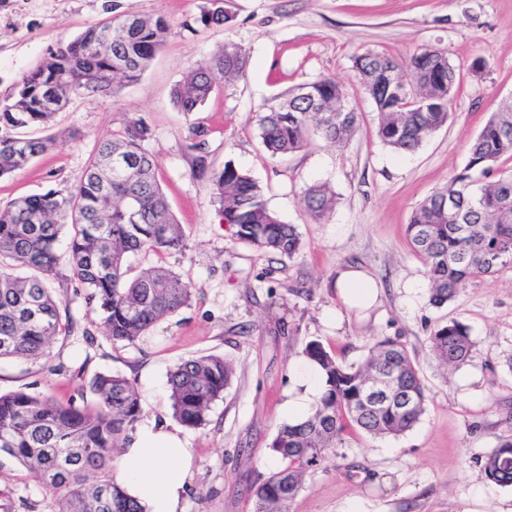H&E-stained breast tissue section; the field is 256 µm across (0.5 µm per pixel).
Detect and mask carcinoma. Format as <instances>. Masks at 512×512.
<instances>
[{
  "label": "carcinoma",
  "mask_w": 512,
  "mask_h": 512,
  "mask_svg": "<svg viewBox=\"0 0 512 512\" xmlns=\"http://www.w3.org/2000/svg\"><path fill=\"white\" fill-rule=\"evenodd\" d=\"M165 31L162 18L128 8L50 50L0 100V177L54 147L55 137H33L29 130L50 127L70 96L107 95L138 81ZM246 64L242 47L224 45L175 87V106L187 115L199 111L218 83L243 76ZM354 68L376 105L383 145L413 152L448 122L457 77L444 52L426 48L405 61L366 52L355 58ZM404 75L412 90L408 99L388 92ZM344 96L343 87L327 76L288 91L258 115L262 145L277 156L302 148L312 134L334 145L347 142L358 116L335 111L336 100ZM150 136L149 126L136 121L100 140L71 192L49 190L0 207V360L45 358L54 339L73 329V317L60 312L50 285L58 274V244L64 236L73 278L112 343L135 344L187 305L190 288L178 274L162 265L136 273L130 262L187 249L184 228L157 180L158 163L144 148ZM505 156L512 158V103L492 113L471 140L464 168L423 201L407 225L412 250L426 262L430 304L437 308L455 300L470 279L512 265V172L498 167ZM209 184L235 240L289 258L299 252L295 225L269 209L251 176L228 161L212 172ZM303 202L318 223L332 210L334 196L314 184L303 190ZM430 343L451 368L472 359L470 328L457 319L437 325ZM305 354L323 369L325 391L309 417L279 429L271 449L281 466L256 488L253 512H286L304 474L342 443L349 426L374 437L398 436L426 411V388L398 339L376 342L356 369L344 367L317 341L306 344ZM377 374L392 378V385L371 402L365 385ZM233 375L232 363L220 355L180 362L168 376L174 418L189 428L205 425ZM87 391L96 398L92 406L23 390L0 393V468L6 459L23 466L51 495L53 512H144L112 475L114 451L130 441L141 416L138 391L130 379L110 371L77 387L81 395ZM482 468L489 480L512 485V434L500 437Z\"/></svg>",
  "instance_id": "carcinoma-1"
}]
</instances>
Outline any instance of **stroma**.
<instances>
[{"label": "stroma", "mask_w": 512, "mask_h": 512, "mask_svg": "<svg viewBox=\"0 0 512 512\" xmlns=\"http://www.w3.org/2000/svg\"><path fill=\"white\" fill-rule=\"evenodd\" d=\"M233 14L224 25H202L215 8ZM163 17V44L142 79L114 93L71 98L49 129L57 143L27 168L0 178V205L53 189L71 191L101 138L142 119L157 178L187 236L181 253L148 256L186 281L191 299L158 322L136 345L112 344L98 317L76 296L68 263L58 267L55 294L75 319L69 336L38 361L0 362V391L46 393L64 402L76 394L61 364L84 377L112 371L134 381L140 424H167L194 450L183 512H253V492L266 478L271 443L287 418L281 412L288 365L308 342H320L348 367L370 347L392 338L411 353L428 388L425 414L397 437L350 429L317 469L308 471L289 512H469L475 485L482 512H498L512 487L485 477L482 461L512 432V267L467 281L456 299L436 308L420 297L399 306L411 277L426 278L424 260L406 236L413 210L446 186L466 164L468 145L492 112L512 103V0H0V99L34 70L49 49L126 9ZM242 46L243 77L223 84L201 111L184 114L172 93L186 72L224 43ZM425 48L444 51L458 72L447 125L412 153L396 154L376 137L378 114L354 68L365 51L405 60ZM482 68H474V61ZM329 76L341 83L359 127L345 147L313 136L303 148L271 156L257 116L289 89ZM248 172L284 223L296 225L293 258L239 243L223 223L207 174L225 162ZM327 184L336 203L320 223L302 191ZM359 263L381 280L378 314L340 330L323 324L335 307L336 268ZM455 317L471 329L473 358L449 370L431 350L435 325ZM96 340L87 344L85 333ZM220 354L234 378L204 427L177 422L168 374L192 356ZM480 399L461 398L460 377ZM52 503L20 466L0 469V512H51Z\"/></svg>", "instance_id": "35a3bbf8"}]
</instances>
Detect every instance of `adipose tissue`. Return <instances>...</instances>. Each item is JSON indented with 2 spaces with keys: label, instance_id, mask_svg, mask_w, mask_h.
Returning a JSON list of instances; mask_svg holds the SVG:
<instances>
[{
  "label": "adipose tissue",
  "instance_id": "1",
  "mask_svg": "<svg viewBox=\"0 0 512 512\" xmlns=\"http://www.w3.org/2000/svg\"><path fill=\"white\" fill-rule=\"evenodd\" d=\"M336 306L327 310V321L343 324L346 316L368 318L382 304L383 286L365 267L338 266L332 281ZM284 410L289 423L306 419L315 410L325 388L322 368L306 357L289 366ZM193 465V451L173 431L156 426L142 428L118 462L116 482L145 506L146 512H179Z\"/></svg>",
  "mask_w": 512,
  "mask_h": 512
}]
</instances>
